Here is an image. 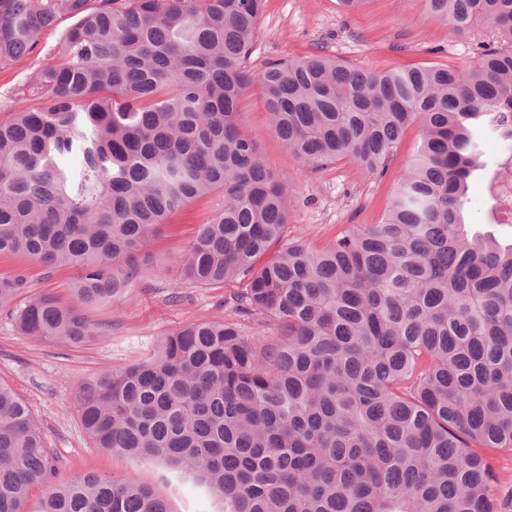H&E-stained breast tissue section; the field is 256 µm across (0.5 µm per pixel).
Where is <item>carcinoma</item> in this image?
Listing matches in <instances>:
<instances>
[{
	"mask_svg": "<svg viewBox=\"0 0 512 512\" xmlns=\"http://www.w3.org/2000/svg\"><path fill=\"white\" fill-rule=\"evenodd\" d=\"M263 2L0 0V67L76 18L0 121V254L79 270L76 299L102 306L149 271L150 236L221 195L179 264L199 287L244 283L237 318L184 325L85 380L76 410L94 447L206 487L220 512H496L485 451L512 450V245L468 234L463 214L486 136L512 141V0H424L453 30L489 25L506 43L467 68L313 54L256 76ZM256 82L274 134L313 171L347 160L383 175L419 128L379 223L319 250L283 241L288 185L236 123ZM26 288L0 278L21 335L78 345L102 332ZM56 474L0 379V512H172L133 477Z\"/></svg>",
	"mask_w": 512,
	"mask_h": 512,
	"instance_id": "1",
	"label": "carcinoma"
}]
</instances>
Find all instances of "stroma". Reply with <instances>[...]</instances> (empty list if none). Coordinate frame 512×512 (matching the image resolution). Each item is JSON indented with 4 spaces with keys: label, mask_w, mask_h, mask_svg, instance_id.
Returning <instances> with one entry per match:
<instances>
[{
    "label": "stroma",
    "mask_w": 512,
    "mask_h": 512,
    "mask_svg": "<svg viewBox=\"0 0 512 512\" xmlns=\"http://www.w3.org/2000/svg\"><path fill=\"white\" fill-rule=\"evenodd\" d=\"M73 23L70 16H61L55 27L41 32L32 53L0 69V120L10 118L18 92L35 71L54 59ZM498 41L489 28L458 33L449 23L429 19L421 0H369L357 13L342 10L338 0H265L250 66L258 74L273 59L327 54L372 71L409 64L466 67L478 58L483 45ZM238 127L259 144L268 166L291 189L285 240H304L316 249L333 243L354 225L379 222L393 195L394 179L419 141L418 128L409 127L382 177L366 175L351 162L312 171L273 133L256 86L240 103ZM221 204L217 194L197 200L150 237L145 248L151 260L149 275L135 280L111 304L86 309L90 320L105 325L95 339L79 345L34 340L18 334L9 310L0 309V378L29 404L56 459L59 478L78 470L132 475L152 484L172 512H218V500L206 489L178 483L153 462L135 464L94 447L73 403L84 380L149 356L163 337L180 326L232 318L228 301L240 290V282L221 288L193 286L183 281L178 264L196 225L209 220ZM465 222L469 231L493 235L503 245L512 243V224L496 223L483 180L470 184ZM10 273L26 276L29 293H49L68 304L76 301L71 291L75 269H50L24 255L0 256V276Z\"/></svg>",
    "instance_id": "obj_1"
}]
</instances>
